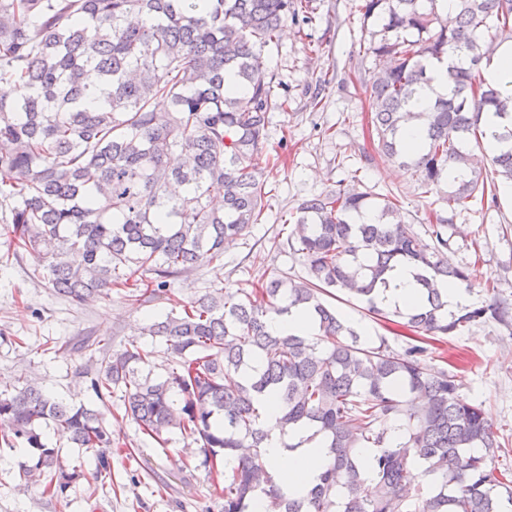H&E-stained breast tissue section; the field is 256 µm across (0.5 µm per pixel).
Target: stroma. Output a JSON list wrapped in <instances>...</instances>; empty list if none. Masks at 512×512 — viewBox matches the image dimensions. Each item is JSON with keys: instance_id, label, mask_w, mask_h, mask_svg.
Wrapping results in <instances>:
<instances>
[{"instance_id": "1", "label": "stroma", "mask_w": 512, "mask_h": 512, "mask_svg": "<svg viewBox=\"0 0 512 512\" xmlns=\"http://www.w3.org/2000/svg\"><path fill=\"white\" fill-rule=\"evenodd\" d=\"M358 0H311L312 20L285 29L278 49L265 65L275 94H287V110L270 114L264 152L278 154L276 189L264 199L262 223L224 251L223 265L204 264L172 281L167 292L143 303L124 292L82 304L60 297L47 280L35 278L32 256H9L4 232L10 205L0 200V390L25 376L54 396L98 410L123 454L112 458V483L101 485L91 455L66 439L55 442L66 470L76 472L63 500L43 495L27 477L32 465L23 449H0V512H222L224 493L209 478L198 444L175 432L166 446L144 435L125 419L120 397L98 401L77 374L88 354L70 350L57 355L47 345L86 337L119 350L136 344L150 353L154 375L171 360L165 344L141 335L146 319L178 309L211 287L254 288L261 278L305 276L301 255L282 252L275 240L283 216L305 199L356 183L359 190L397 195L406 223L426 236L430 214L441 210L439 191L421 193L412 172L387 159L377 148L368 118L377 63L361 45L377 24L357 12ZM321 40L320 54H310L309 40ZM448 258L453 265L476 266L473 291L482 304H512V200L491 207L459 210L448 226ZM495 284L486 290L484 280ZM329 302L362 336L386 337L393 349L409 342L402 319L378 321L364 305L344 293ZM430 363L456 377L461 394L484 405L500 439L512 442V323L476 322L428 343Z\"/></svg>"}]
</instances>
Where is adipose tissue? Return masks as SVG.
I'll return each instance as SVG.
<instances>
[{
    "instance_id": "ef3b65f1",
    "label": "adipose tissue",
    "mask_w": 512,
    "mask_h": 512,
    "mask_svg": "<svg viewBox=\"0 0 512 512\" xmlns=\"http://www.w3.org/2000/svg\"><path fill=\"white\" fill-rule=\"evenodd\" d=\"M276 417L277 409L273 406L264 414V421L271 428L265 462L283 491L292 495L305 493L317 482L327 459L319 440L313 439L310 430L304 428L298 435L305 438V445L293 450L284 448V438L274 427Z\"/></svg>"
}]
</instances>
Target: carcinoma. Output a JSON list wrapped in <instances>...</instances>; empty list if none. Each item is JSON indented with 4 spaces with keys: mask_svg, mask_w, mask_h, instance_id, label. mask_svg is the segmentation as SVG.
<instances>
[{
    "mask_svg": "<svg viewBox=\"0 0 512 512\" xmlns=\"http://www.w3.org/2000/svg\"><path fill=\"white\" fill-rule=\"evenodd\" d=\"M361 0L382 20L366 48L380 62L371 94L379 147L430 192L442 184L453 213L496 200L512 181V123L496 127L489 166L475 163L486 138L480 114L505 118L512 95L482 79L481 63L512 32V0ZM309 0H0V196L14 201V252L37 260L34 274L77 303L129 287L130 270L154 274L151 294L204 263L259 221L274 165L262 154L274 99L264 56ZM449 59L448 94L426 112L409 106ZM98 82H85L87 71ZM421 141L405 144L407 127ZM461 169L464 175L450 177ZM448 220L434 215L429 240L403 220L396 197L338 186L306 200L280 249L300 254L307 276L272 277L250 293L208 288L180 313L156 315L143 335L172 357L166 374H142L150 352L132 346L95 358L79 375L99 401L122 390L124 416L160 445L175 430L201 444L224 478V512H512V471L496 466L503 444L482 405L462 397L454 376L426 361V344L475 322L509 323L500 303L448 307L442 284L470 289L476 269L448 262ZM82 255L72 265L69 252ZM399 264L416 270L417 305L388 308L379 295ZM336 289L372 316L401 318L414 341L401 350L361 335L323 296ZM306 311L316 333L275 336L272 315ZM278 402L283 434L315 429L329 464L299 498L283 492L262 448L264 400ZM404 422L399 443L390 423ZM93 452L111 475L112 435L98 411L51 396L30 379L0 391V439L36 454L28 475L64 497V470L42 428ZM362 448L377 453L367 461ZM430 477L411 494V468ZM375 485L365 486L367 476Z\"/></svg>",
    "mask_w": 512,
    "mask_h": 512,
    "instance_id": "1",
    "label": "carcinoma"
}]
</instances>
